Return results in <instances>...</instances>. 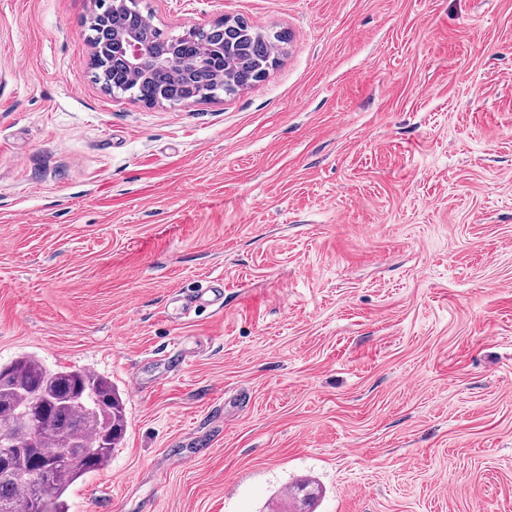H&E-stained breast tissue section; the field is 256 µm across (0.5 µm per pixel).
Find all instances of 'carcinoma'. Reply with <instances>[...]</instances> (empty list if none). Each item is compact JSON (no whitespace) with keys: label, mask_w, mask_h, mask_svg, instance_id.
<instances>
[{"label":"carcinoma","mask_w":512,"mask_h":512,"mask_svg":"<svg viewBox=\"0 0 512 512\" xmlns=\"http://www.w3.org/2000/svg\"><path fill=\"white\" fill-rule=\"evenodd\" d=\"M134 18L143 24V39L150 48L164 52L172 47L193 59L208 46L224 43V54L210 55L206 65L186 74L154 70L148 79H138L96 57L94 78L106 90L133 94L152 103L162 94L177 104L203 99L208 92L231 94L258 81L275 62V43L286 36L271 37L247 21L237 20L224 37L209 27H196L178 35L156 26L151 16H142L137 0H129ZM24 413L30 428L7 434L11 463L0 466V508L30 512L35 494L47 512H68L67 492L87 474L106 467L114 450L122 444L127 422L124 403L107 378L85 369H51L32 356H21L0 365L1 423ZM51 464L47 478L36 486L15 478L11 467L38 468Z\"/></svg>","instance_id":"carcinoma-1"}]
</instances>
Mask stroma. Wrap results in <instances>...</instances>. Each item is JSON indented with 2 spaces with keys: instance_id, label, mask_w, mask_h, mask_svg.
<instances>
[{
  "instance_id": "35a3bbf8",
  "label": "stroma",
  "mask_w": 512,
  "mask_h": 512,
  "mask_svg": "<svg viewBox=\"0 0 512 512\" xmlns=\"http://www.w3.org/2000/svg\"><path fill=\"white\" fill-rule=\"evenodd\" d=\"M140 5L291 40L148 105L94 82V0H0V363L93 371L127 421L69 512L302 477L315 512H512V0ZM206 288H200L195 292L190 301V306L211 307L220 310L224 306V282L222 280H213L208 282Z\"/></svg>"
}]
</instances>
